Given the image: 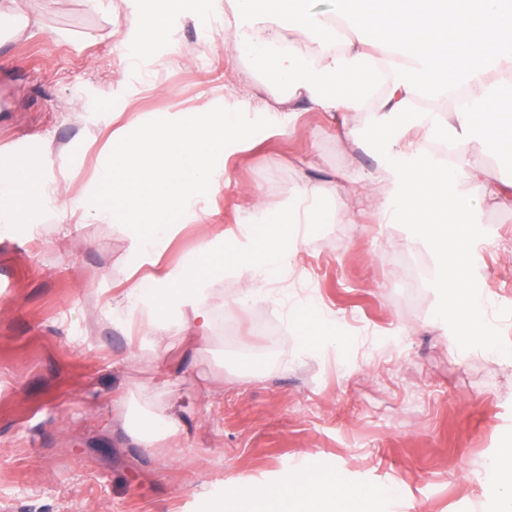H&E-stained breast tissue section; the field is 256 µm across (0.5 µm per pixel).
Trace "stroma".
Masks as SVG:
<instances>
[{"label": "stroma", "instance_id": "35a3bbf8", "mask_svg": "<svg viewBox=\"0 0 512 512\" xmlns=\"http://www.w3.org/2000/svg\"><path fill=\"white\" fill-rule=\"evenodd\" d=\"M225 0H186L171 34L144 43L133 17L156 0H18L31 23L0 33V155L18 142L59 150L34 180L89 201L112 148V115L140 122L227 102L249 65L223 38ZM360 148L328 115L301 107L287 134L257 133L227 164L208 217L181 218L157 264L133 252L116 219L77 221L31 199L24 224L0 223V512H224V481L274 485L335 464L373 485L364 512H500L487 466L512 447V211L470 217L469 286L488 303L479 335L441 319L452 293L434 246L400 216L299 227L288 297L246 301L227 273L209 280L208 337L156 361L110 324L132 277L178 266L201 238L249 223L243 192L286 202L298 171L317 179L375 169L368 120ZM427 273L409 287L408 261ZM266 324L270 335L254 332ZM172 414L175 433L145 447L140 416Z\"/></svg>", "mask_w": 512, "mask_h": 512}]
</instances>
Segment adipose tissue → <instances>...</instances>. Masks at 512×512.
Segmentation results:
<instances>
[{
	"label": "adipose tissue",
	"instance_id": "1",
	"mask_svg": "<svg viewBox=\"0 0 512 512\" xmlns=\"http://www.w3.org/2000/svg\"><path fill=\"white\" fill-rule=\"evenodd\" d=\"M336 12L316 17L293 7L291 0H225L231 16L225 38L246 49L255 72L247 93L259 99V111L270 129L286 133L299 102L327 112L338 138L357 144L353 116L366 115L384 144L383 161L349 183L314 180L298 172L288 186L284 207L267 210L257 192L246 205L264 225V248L248 269L242 298L282 279L292 264L294 227L312 221L315 203L336 199L345 213L376 202L388 211L399 204L418 238L439 252L442 272L454 292L444 315L457 335L477 329L482 299L467 286L469 215L485 203L512 209V182H502L483 154L512 151V122L493 106L512 89V0H377L369 12L364 0H338ZM383 22L374 40L362 31L372 18ZM505 76L491 86L488 75ZM438 99L441 109L414 112L418 98ZM414 112L417 135H393L390 119ZM496 131L487 140V128ZM13 159H0V221L18 220L28 190L55 197L60 212L76 210L75 197L61 195L57 185L13 176ZM458 178L478 183V197L448 204V186ZM252 253L249 233L203 239L191 257L163 275L134 282L121 300L110 304L112 317L137 323L143 341L154 349L188 336H207L211 328V289L205 277L224 247ZM302 490L298 512H361L363 499L344 488L330 472H298ZM282 487L249 489L234 480L225 483L226 512H265L284 504Z\"/></svg>",
	"mask_w": 512,
	"mask_h": 512
}]
</instances>
